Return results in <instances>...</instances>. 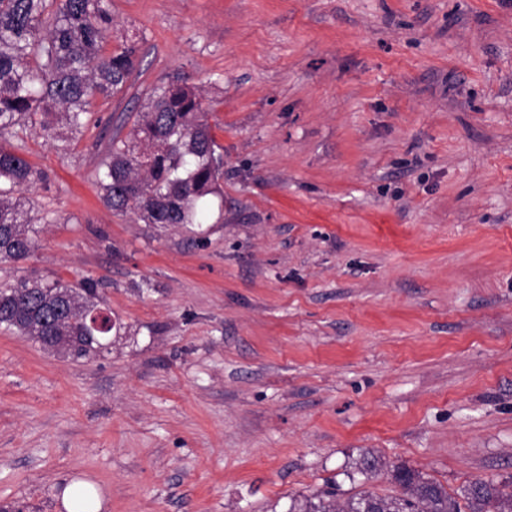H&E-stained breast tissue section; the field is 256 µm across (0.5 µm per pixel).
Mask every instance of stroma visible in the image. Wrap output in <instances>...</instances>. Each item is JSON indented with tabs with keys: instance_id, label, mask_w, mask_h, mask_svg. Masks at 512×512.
Here are the masks:
<instances>
[{
	"instance_id": "obj_1",
	"label": "stroma",
	"mask_w": 512,
	"mask_h": 512,
	"mask_svg": "<svg viewBox=\"0 0 512 512\" xmlns=\"http://www.w3.org/2000/svg\"><path fill=\"white\" fill-rule=\"evenodd\" d=\"M138 46L82 134L12 138L45 218L0 282L97 281L86 360L0 328V506L288 512L360 455L456 493L512 481V0H112ZM203 86L223 199L187 227L113 213L114 127Z\"/></svg>"
}]
</instances>
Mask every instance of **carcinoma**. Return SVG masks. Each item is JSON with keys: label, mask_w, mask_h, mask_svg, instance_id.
Returning a JSON list of instances; mask_svg holds the SVG:
<instances>
[{"label": "carcinoma", "mask_w": 512, "mask_h": 512, "mask_svg": "<svg viewBox=\"0 0 512 512\" xmlns=\"http://www.w3.org/2000/svg\"><path fill=\"white\" fill-rule=\"evenodd\" d=\"M114 19L111 0H0V261L23 260L35 248L41 223L22 191L43 179L9 138L38 125L74 138L90 120L93 99L123 90L137 66L138 48L123 42L111 52L105 43ZM202 88L175 74L154 87L131 129L112 136L100 176L101 199L118 214L146 224H201L203 202L223 197V159L208 121ZM99 288L91 280L24 279L0 286V327L43 349L91 359L108 351L107 329L88 327L100 311ZM382 460L364 455L357 473L369 480ZM394 495L362 489L343 504L330 493L291 500L288 512H512V482L477 478L456 495L442 483L403 464L390 469Z\"/></svg>", "instance_id": "carcinoma-1"}]
</instances>
